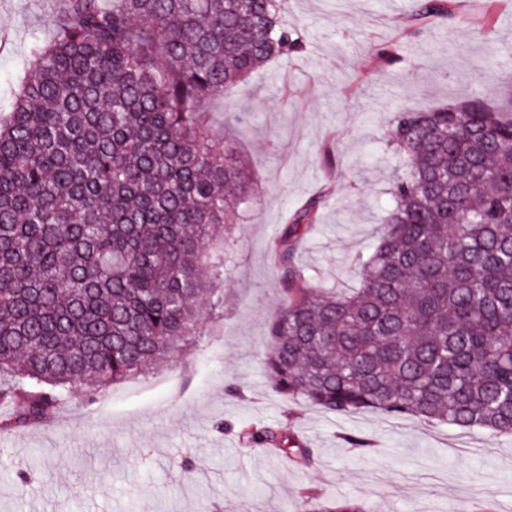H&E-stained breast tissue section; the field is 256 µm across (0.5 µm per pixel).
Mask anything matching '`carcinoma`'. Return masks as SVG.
<instances>
[{
    "instance_id": "carcinoma-1",
    "label": "carcinoma",
    "mask_w": 512,
    "mask_h": 512,
    "mask_svg": "<svg viewBox=\"0 0 512 512\" xmlns=\"http://www.w3.org/2000/svg\"><path fill=\"white\" fill-rule=\"evenodd\" d=\"M0 110V429L163 366L224 309V225L255 196L215 147L206 103L304 46L281 0H62ZM442 0H416L424 18ZM399 159L359 285L327 292L296 260L324 196L271 247L282 298L265 371L331 413L362 410L512 437V100L393 114ZM273 454L287 441L253 428ZM307 512H365L355 499Z\"/></svg>"
}]
</instances>
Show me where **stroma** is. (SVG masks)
<instances>
[{"mask_svg":"<svg viewBox=\"0 0 512 512\" xmlns=\"http://www.w3.org/2000/svg\"><path fill=\"white\" fill-rule=\"evenodd\" d=\"M422 19L413 0H284L302 52L272 62L220 101L215 128L237 139L258 187L224 257V315L160 370L65 403L46 426L0 430V512H298L303 491L360 500L367 512H512V439L376 411L336 415L293 401L263 366L266 323L280 303L269 246L290 211L326 195L298 251L316 280L357 287L396 162L382 147L393 112L512 93V0H445ZM59 0H0V106ZM261 425L312 449L271 456L241 432ZM367 439L352 450L347 436Z\"/></svg>","mask_w":512,"mask_h":512,"instance_id":"obj_1","label":"stroma"}]
</instances>
